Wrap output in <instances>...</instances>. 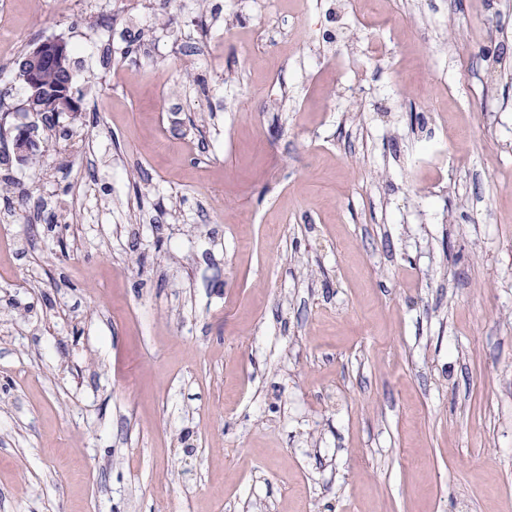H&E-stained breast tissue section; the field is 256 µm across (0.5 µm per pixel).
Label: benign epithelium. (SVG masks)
Here are the masks:
<instances>
[{"mask_svg": "<svg viewBox=\"0 0 512 512\" xmlns=\"http://www.w3.org/2000/svg\"><path fill=\"white\" fill-rule=\"evenodd\" d=\"M70 46L62 38L46 39L34 44L22 56L18 65V73L25 82V105L28 112L43 115L47 112H75L78 102L67 80L55 91L47 92L41 85L42 69L53 62H62L68 56ZM16 152L18 159L22 160L27 154L39 148L27 132L20 129L16 133Z\"/></svg>", "mask_w": 512, "mask_h": 512, "instance_id": "obj_1", "label": "benign epithelium"}]
</instances>
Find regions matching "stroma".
<instances>
[{
  "instance_id": "stroma-1",
  "label": "stroma",
  "mask_w": 512,
  "mask_h": 512,
  "mask_svg": "<svg viewBox=\"0 0 512 512\" xmlns=\"http://www.w3.org/2000/svg\"><path fill=\"white\" fill-rule=\"evenodd\" d=\"M7 5L0 512H512V0ZM69 50L70 46L67 41L62 38H52L35 43L26 55L22 56L18 65V73L22 75L25 82L24 108L26 112L44 115L47 112L77 111L79 104L71 90L70 73L67 81L55 91L46 92L41 85L42 80L45 87L55 88L63 81L64 74L60 69L44 67L53 62L62 63L68 54L64 66L71 71V50L70 53Z\"/></svg>"
}]
</instances>
